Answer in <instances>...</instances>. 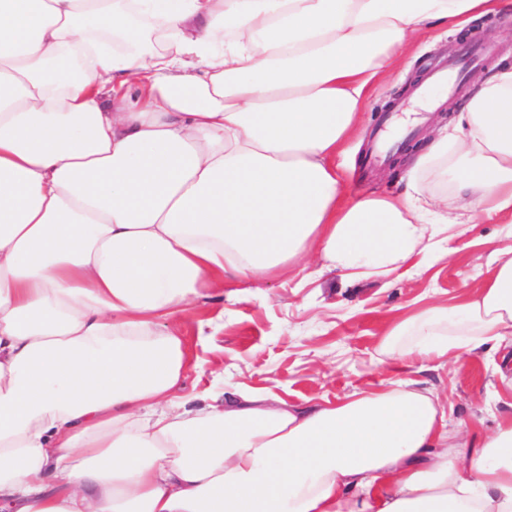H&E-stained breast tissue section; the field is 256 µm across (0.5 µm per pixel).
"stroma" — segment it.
I'll list each match as a JSON object with an SVG mask.
<instances>
[{
	"instance_id": "35a3bbf8",
	"label": "stroma",
	"mask_w": 512,
	"mask_h": 512,
	"mask_svg": "<svg viewBox=\"0 0 512 512\" xmlns=\"http://www.w3.org/2000/svg\"><path fill=\"white\" fill-rule=\"evenodd\" d=\"M474 45L488 47V54L450 72L447 85L430 84L436 67ZM508 63L512 9L493 13L467 35L449 24L429 28L406 48L391 77L371 88L360 124L340 148L337 160L348 196L405 191V168H392L386 158L372 164L365 158L387 124L389 103L414 115L411 133L398 141V148L425 149L465 105L474 77ZM417 76L428 82L427 96L411 88ZM511 228L508 211L466 220L460 236L449 242L446 258H418L384 278L344 282L314 259L307 280L292 274L225 280L222 291L181 308L168 322L187 351L182 391L272 387L288 402L333 401L357 388L410 377L408 369L379 363L376 346L382 330L429 306L476 293L488 277L486 268L476 267V257L487 255ZM510 360L511 350L484 347L461 366H438L419 379L445 401L449 422L464 421L488 433L512 416V396L503 393L497 373Z\"/></svg>"
}]
</instances>
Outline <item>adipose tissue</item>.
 <instances>
[{"mask_svg":"<svg viewBox=\"0 0 512 512\" xmlns=\"http://www.w3.org/2000/svg\"><path fill=\"white\" fill-rule=\"evenodd\" d=\"M491 0H0V512H512V419L449 428L408 379L336 400L178 396L166 321L228 276L348 281L512 212V65L476 78L403 196L336 153L430 24ZM510 244L481 291L389 326L410 368L512 348Z\"/></svg>","mask_w":512,"mask_h":512,"instance_id":"obj_1","label":"adipose tissue"}]
</instances>
